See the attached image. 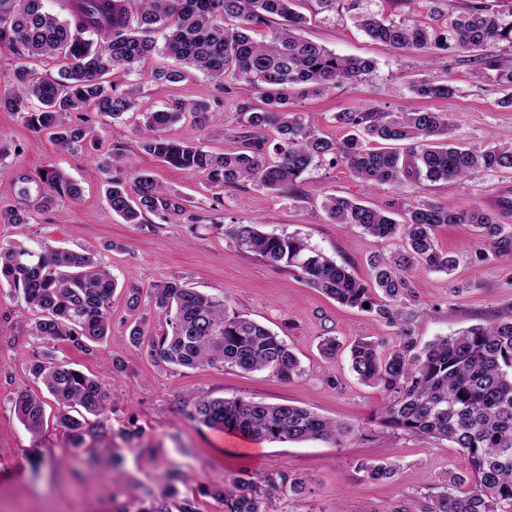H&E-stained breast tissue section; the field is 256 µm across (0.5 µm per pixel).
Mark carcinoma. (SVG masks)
Instances as JSON below:
<instances>
[{"instance_id": "cac0c4a2", "label": "carcinoma", "mask_w": 512, "mask_h": 512, "mask_svg": "<svg viewBox=\"0 0 512 512\" xmlns=\"http://www.w3.org/2000/svg\"><path fill=\"white\" fill-rule=\"evenodd\" d=\"M128 0H76L71 17L60 19L44 10L42 0H0V49L18 59L11 87L0 91V112L26 114L34 132L50 133L63 149L83 145L93 133L91 114L118 118L136 109L123 77L158 51L174 65L155 69L161 83L183 81L187 70L201 71L232 94L240 82L256 92L262 106L243 102L240 123L248 128L231 152L213 153L202 145L171 137L167 130L189 113L205 125L213 113L204 103L175 101L163 110L144 113L141 148L178 169L203 172L212 186L224 188L251 181L263 189H293L317 160L331 157L369 185H402L421 179L461 181L485 172L512 170V147L465 148L451 139L448 114L429 110L338 112L334 120L348 129L337 141L319 135L298 112L289 109L290 94H320L356 81L374 68L370 59L340 57L302 35L307 17L297 0H142L132 24ZM324 8L349 13L374 41L393 49L468 53L478 70L501 72L507 92L498 101L512 107V54H482L492 43L512 48V0H427L430 22L384 20L363 10V0H317ZM273 28L268 40L251 36L256 28ZM168 31L162 48L152 33ZM56 57L64 62L57 75L39 74L28 60ZM412 91L421 98L448 97L451 82L419 80ZM274 132L270 138L267 133ZM20 196H31L48 210L58 199L77 200L79 186L52 168L18 177ZM112 213L125 224L142 223L143 215L178 219L181 199L141 173L128 180L117 173L105 192ZM324 208L345 228L357 227L381 239L398 241V250L370 259L371 278L364 282L302 238L267 233L256 224L225 228L236 246L277 268L289 269L309 287L341 305L375 315L393 330L395 342L360 338L350 347L351 369L358 380L386 395L382 424L411 436L450 442L467 456V475H452L432 500L429 512H512V317L476 324L456 336L419 346L413 325V278L420 272L450 275L456 256L438 248L442 224H471L493 248L512 244V227L495 212L459 209L451 203L424 202L405 211L403 223L387 212L352 199L328 196ZM26 307L39 314L33 335L67 342L82 352L109 336L112 294L117 281L89 252L34 250L21 240L0 244V281ZM148 302L165 313L169 330L156 336L144 317L129 325V339L147 345L156 366L188 369L229 367L244 374L268 370L288 383L303 373L288 344L270 329L229 309L214 297L179 281L150 288ZM369 308H364V303ZM30 373L41 380L58 405V423L69 445L92 452L94 438L112 407L106 404V381L59 360L50 353L30 361ZM44 398L21 391L14 413L34 437L45 423ZM189 417L208 428L240 433L256 442L318 440L336 448L353 433L344 423L289 403H267L242 397H202ZM398 464L379 460L360 464L370 481L394 477ZM177 472L169 474L163 501L137 512H170L166 500L179 495ZM301 493L305 480L278 471L255 480L239 479L234 490L213 488L206 494L224 501L225 512H265L264 501L283 490Z\"/></svg>"}]
</instances>
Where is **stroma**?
Here are the masks:
<instances>
[{
	"mask_svg": "<svg viewBox=\"0 0 512 512\" xmlns=\"http://www.w3.org/2000/svg\"><path fill=\"white\" fill-rule=\"evenodd\" d=\"M308 18L307 38L341 56L368 58L374 70L360 80L320 95L293 97L290 108L320 135L339 140L345 130L334 115L355 109L387 112L428 109L447 113L457 143L482 148L512 145V107L498 106L503 91L495 72L476 74L467 54H424L394 50L373 41L346 12L324 11L316 0H301ZM154 55L124 80L134 90L137 109L113 119H94L95 147L59 150L48 133L28 129L22 115L0 112V210L21 207L19 175L54 167L82 188L78 200H61L49 211L30 207L26 227L0 224V242L26 238L36 249L66 248L94 253L118 281L112 297V329L92 353L65 342L42 341L31 328L37 313L27 309L10 287L0 284V512H136L141 502L160 497L171 469L181 471V496L197 512H224L208 488L231 487L234 478L269 470L307 479L304 493H284L264 504L266 512H424L449 475L466 474L461 449L432 438L393 433L378 422L385 395L360 383L350 369L349 346L358 338L391 343L390 332L372 314L345 307L310 288L285 269L238 250L224 234L233 224H257L263 231L295 234L334 258L357 279L370 278L369 260L389 254L393 245L344 228L323 208L325 196L337 195L401 217L425 201L452 202L462 209H494L512 189V171L487 172L467 181H415L395 188L368 187L343 164L324 160L312 167L305 183L292 192L262 189L244 181L233 188L210 187L203 174L169 167L139 146L136 126L143 113L163 108L172 99L218 104L220 115L208 126L185 117L172 126V137L202 144L221 153L237 145L243 128L239 102L251 101L247 86L220 98L215 81L190 72L177 84L153 81L150 73L165 65ZM420 79L451 81L454 95L422 99L410 86ZM120 160H113V152ZM116 163L125 176L152 175L177 194L185 212L178 222L147 215L126 224L105 199V164ZM436 243L455 255L453 275L421 273L413 282L418 316L414 334L427 343L471 325L512 314V249L484 250L471 225L445 224ZM179 280L187 286L224 297L229 308L258 321L283 338L297 355L303 374L293 382L271 372L241 374L230 368L159 369L146 348L128 337L131 289ZM328 336L340 343L334 357L320 351ZM47 351L77 369L109 375L113 360L126 365L109 388L114 408L94 446L100 466L86 468L56 422L57 405L49 403L41 438H33L13 412L18 392L45 395L28 371L32 354ZM244 397L290 403L353 427L344 447L320 441L266 442L258 455H244L250 440L193 422L188 412L195 398ZM392 456L399 464L389 480H366L359 465Z\"/></svg>",
	"mask_w": 512,
	"mask_h": 512,
	"instance_id": "obj_1",
	"label": "stroma"
}]
</instances>
